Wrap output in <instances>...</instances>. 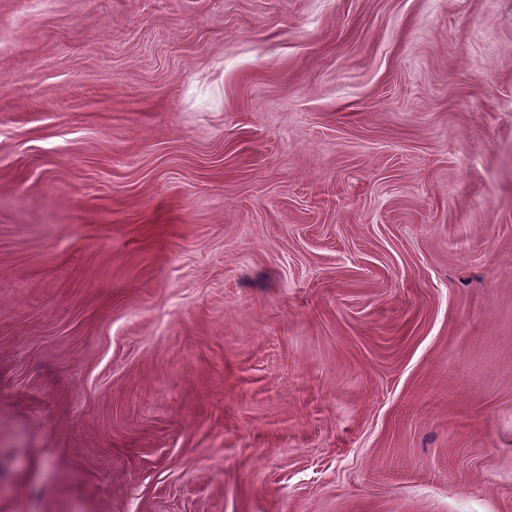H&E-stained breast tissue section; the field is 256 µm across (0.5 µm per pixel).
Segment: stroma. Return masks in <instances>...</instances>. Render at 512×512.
Listing matches in <instances>:
<instances>
[{
    "label": "stroma",
    "instance_id": "stroma-1",
    "mask_svg": "<svg viewBox=\"0 0 512 512\" xmlns=\"http://www.w3.org/2000/svg\"><path fill=\"white\" fill-rule=\"evenodd\" d=\"M0 512H512V0H0Z\"/></svg>",
    "mask_w": 512,
    "mask_h": 512
}]
</instances>
